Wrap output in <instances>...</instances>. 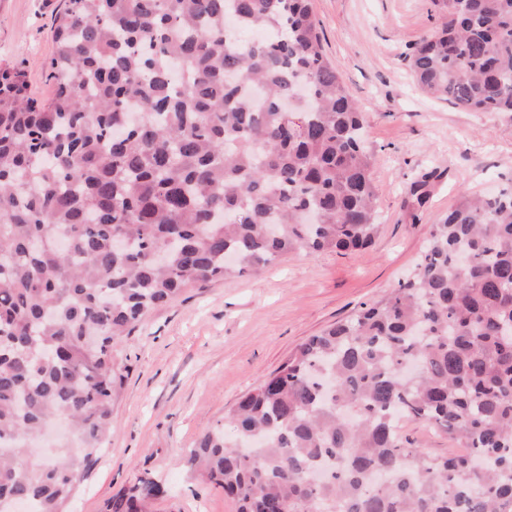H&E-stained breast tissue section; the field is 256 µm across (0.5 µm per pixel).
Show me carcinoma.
<instances>
[{
  "instance_id": "carcinoma-1",
  "label": "carcinoma",
  "mask_w": 512,
  "mask_h": 512,
  "mask_svg": "<svg viewBox=\"0 0 512 512\" xmlns=\"http://www.w3.org/2000/svg\"><path fill=\"white\" fill-rule=\"evenodd\" d=\"M309 2L63 0L54 97L0 67V512H63L112 434L114 352L149 311L371 245L365 114ZM434 3L418 85L512 121V0ZM438 178L412 179L418 205ZM59 418L80 447L33 462ZM405 422L463 451L433 456ZM189 463L237 512H512V188L462 196L411 278L308 338ZM163 493L141 478L106 512Z\"/></svg>"
}]
</instances>
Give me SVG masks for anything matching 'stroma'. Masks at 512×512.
Returning a JSON list of instances; mask_svg holds the SVG:
<instances>
[{
  "label": "stroma",
  "mask_w": 512,
  "mask_h": 512,
  "mask_svg": "<svg viewBox=\"0 0 512 512\" xmlns=\"http://www.w3.org/2000/svg\"><path fill=\"white\" fill-rule=\"evenodd\" d=\"M62 0H0V66L22 69L33 96L53 98V19ZM326 55L367 116L379 226L361 254L298 252L261 275L193 288L152 311L122 348L128 375L112 438L82 477L68 512H103L138 478L161 482L154 512H236L196 476L189 452L246 391L309 336L381 300L413 270L434 224L461 193L512 185V121L419 90L410 47L441 26L433 0H312ZM441 174L424 206L411 178Z\"/></svg>",
  "instance_id": "obj_1"
}]
</instances>
